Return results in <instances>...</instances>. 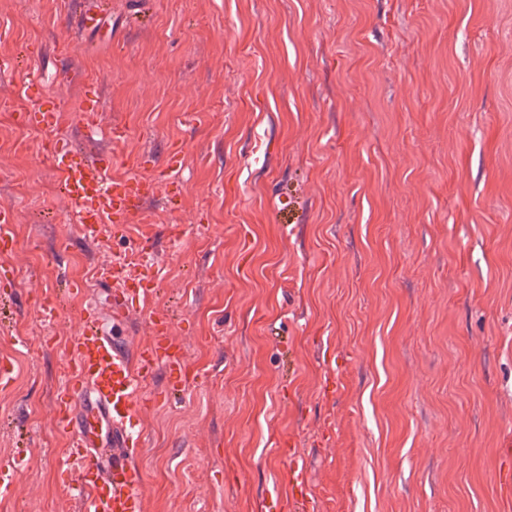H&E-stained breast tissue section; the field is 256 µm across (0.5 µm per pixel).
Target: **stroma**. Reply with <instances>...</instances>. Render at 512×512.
<instances>
[{"label":"stroma","mask_w":512,"mask_h":512,"mask_svg":"<svg viewBox=\"0 0 512 512\" xmlns=\"http://www.w3.org/2000/svg\"><path fill=\"white\" fill-rule=\"evenodd\" d=\"M81 8L0 0V512H77L66 345L141 226L152 295L112 334L133 353L165 320L187 376L142 383L144 512H262L285 445L307 512H512V0H109L92 31ZM35 73L48 132L9 118ZM50 137L181 168L126 241H87Z\"/></svg>","instance_id":"1"}]
</instances>
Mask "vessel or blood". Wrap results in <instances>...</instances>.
<instances>
[{
  "label": "vessel or blood",
  "instance_id": "obj_1",
  "mask_svg": "<svg viewBox=\"0 0 512 512\" xmlns=\"http://www.w3.org/2000/svg\"><path fill=\"white\" fill-rule=\"evenodd\" d=\"M26 95L35 107L23 114V122L52 128L56 113L47 105L43 86L28 81ZM45 158L62 169L63 193L75 206L83 237L92 240L126 237L131 215L156 185L152 178L114 179L115 161L108 153L92 157L53 143ZM148 239V234H141L137 250L123 263L97 270L98 279L113 286L114 292L106 307L93 304L85 310L77 335L67 345L72 356L66 366L68 384L56 400L53 421L72 439L70 461L76 470L81 512H144L138 472L132 464L140 436L138 385L156 365H165L173 380L180 370L182 348L170 336L166 322L153 320V338L133 360L105 328L106 318L125 321L147 300L148 291L138 287L132 269L139 266ZM283 454L289 462L286 477L292 495L266 500L264 512H294L308 497V474L296 449H284Z\"/></svg>",
  "mask_w": 512,
  "mask_h": 512
}]
</instances>
